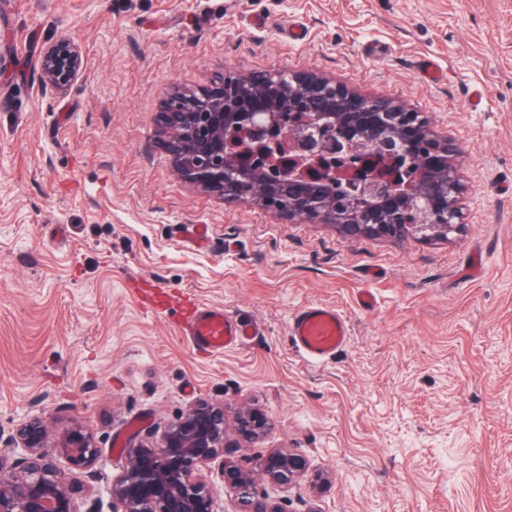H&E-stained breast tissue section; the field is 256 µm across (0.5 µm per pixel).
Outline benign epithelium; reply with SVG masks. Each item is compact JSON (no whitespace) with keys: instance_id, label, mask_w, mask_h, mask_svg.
Here are the masks:
<instances>
[{"instance_id":"1","label":"benign epithelium","mask_w":512,"mask_h":512,"mask_svg":"<svg viewBox=\"0 0 512 512\" xmlns=\"http://www.w3.org/2000/svg\"><path fill=\"white\" fill-rule=\"evenodd\" d=\"M81 54L70 39L47 46L40 58L39 79L58 93L78 75ZM163 147L176 158L185 180L226 200H251L296 220L337 224L345 235L397 238L405 235L409 198L395 186L368 173L348 186L352 206L340 213L336 187L328 179L294 177L283 182L256 175L242 166L224 145V125L235 124L262 147L287 140L288 161L314 160L326 154L358 149L361 169L368 153L393 151V135H411L422 168V190L431 199L430 221L441 227L456 224L463 186L453 162L455 145L430 129L416 113L385 97H365L314 72L267 70L227 75L193 95L176 89L161 106ZM239 433L249 440L263 437L268 419L256 409L236 417ZM224 407L199 402L168 426L150 444L125 448L126 468L112 479L110 512H211L212 485L201 468L218 464L224 482L235 491L241 512H281L278 504L256 492V476L286 486L305 469L304 458L275 450L245 470L224 462ZM20 457L0 452V512H102L93 496L99 457L93 437L76 428L48 442L39 418L19 430ZM66 460L69 470L60 466ZM87 489L80 500L76 488Z\"/></svg>"}]
</instances>
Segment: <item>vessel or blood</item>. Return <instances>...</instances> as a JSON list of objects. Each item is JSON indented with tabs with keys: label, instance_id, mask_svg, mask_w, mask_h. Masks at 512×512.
Masks as SVG:
<instances>
[{
	"label": "vessel or blood",
	"instance_id": "b4317fda",
	"mask_svg": "<svg viewBox=\"0 0 512 512\" xmlns=\"http://www.w3.org/2000/svg\"><path fill=\"white\" fill-rule=\"evenodd\" d=\"M183 334L210 353L240 346L255 336L256 329L224 311L220 306L196 307L187 317ZM290 335L300 355L321 363L340 352L348 343L350 330L344 314L326 304H310L290 322Z\"/></svg>",
	"mask_w": 512,
	"mask_h": 512
}]
</instances>
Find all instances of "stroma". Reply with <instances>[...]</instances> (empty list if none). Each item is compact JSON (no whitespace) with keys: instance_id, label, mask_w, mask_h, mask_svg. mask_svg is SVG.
Returning <instances> with one entry per match:
<instances>
[{"instance_id":"35a3bbf8","label":"stroma","mask_w":512,"mask_h":512,"mask_svg":"<svg viewBox=\"0 0 512 512\" xmlns=\"http://www.w3.org/2000/svg\"><path fill=\"white\" fill-rule=\"evenodd\" d=\"M61 38L83 68L58 95L38 61ZM271 69L397 99L448 134L458 229L351 238L180 179L169 93ZM184 224L207 247L180 242ZM315 302L350 327L323 363L290 337ZM202 303L257 336L193 348L181 326ZM202 399L270 422L254 442L228 427L227 458L306 457L291 485L258 483L282 512H512V0H0V449L21 455L34 417L89 431L105 502L127 444Z\"/></svg>"}]
</instances>
